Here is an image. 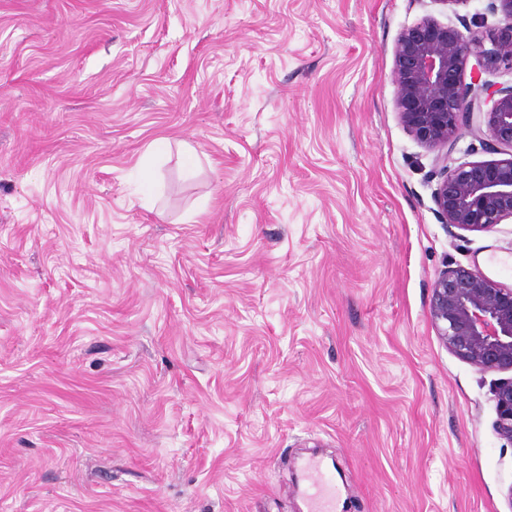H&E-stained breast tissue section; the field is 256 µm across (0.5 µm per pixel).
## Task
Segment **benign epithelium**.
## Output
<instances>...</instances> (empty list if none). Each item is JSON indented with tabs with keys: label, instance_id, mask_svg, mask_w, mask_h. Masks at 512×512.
<instances>
[{
	"label": "benign epithelium",
	"instance_id": "1",
	"mask_svg": "<svg viewBox=\"0 0 512 512\" xmlns=\"http://www.w3.org/2000/svg\"><path fill=\"white\" fill-rule=\"evenodd\" d=\"M492 13L497 20L477 32L423 17L393 51L399 118L421 144L441 150L433 201L444 223L465 231L512 218V84L484 79L512 73V0H493ZM462 128L506 158L448 164ZM430 316L453 355L484 372L512 371V288L479 271L447 269L433 284ZM494 400L495 431L512 443V378L495 384Z\"/></svg>",
	"mask_w": 512,
	"mask_h": 512
}]
</instances>
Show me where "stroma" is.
Listing matches in <instances>:
<instances>
[{"label": "stroma", "instance_id": "stroma-1", "mask_svg": "<svg viewBox=\"0 0 512 512\" xmlns=\"http://www.w3.org/2000/svg\"><path fill=\"white\" fill-rule=\"evenodd\" d=\"M489 0H0V512H512L394 44ZM304 478L311 480L308 494L304 497L308 512H335L339 502V492L331 477V465L324 459L312 458L303 463Z\"/></svg>", "mask_w": 512, "mask_h": 512}]
</instances>
